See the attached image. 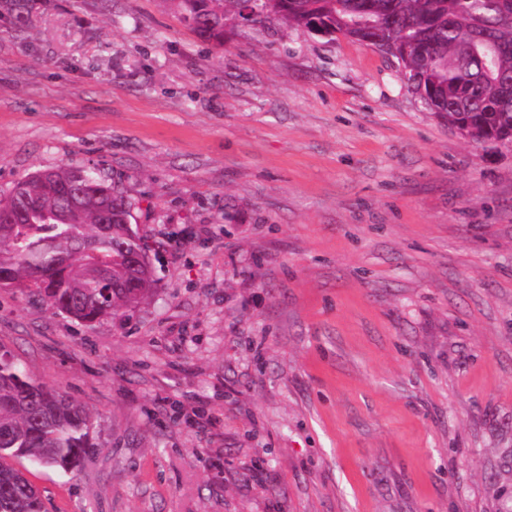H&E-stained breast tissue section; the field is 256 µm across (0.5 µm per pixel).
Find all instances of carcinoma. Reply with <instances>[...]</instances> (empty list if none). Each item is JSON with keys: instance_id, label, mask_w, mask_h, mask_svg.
<instances>
[{"instance_id": "carcinoma-1", "label": "carcinoma", "mask_w": 512, "mask_h": 512, "mask_svg": "<svg viewBox=\"0 0 512 512\" xmlns=\"http://www.w3.org/2000/svg\"><path fill=\"white\" fill-rule=\"evenodd\" d=\"M180 0L201 36L221 40L224 20H273L332 38L374 39L408 90L450 126L512 137V0ZM35 0H0L14 31L31 20ZM136 203L93 168L30 173L0 198V281L85 323L115 318L141 304L155 279L127 264L145 250ZM94 416L45 387L9 351L0 356V512H46L21 459L65 470L100 447Z\"/></svg>"}]
</instances>
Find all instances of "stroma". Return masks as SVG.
Returning a JSON list of instances; mask_svg holds the SVG:
<instances>
[{
    "label": "stroma",
    "mask_w": 512,
    "mask_h": 512,
    "mask_svg": "<svg viewBox=\"0 0 512 512\" xmlns=\"http://www.w3.org/2000/svg\"><path fill=\"white\" fill-rule=\"evenodd\" d=\"M91 167L150 298L95 325L0 288V345L96 417L48 512H499L512 500V148L344 37L173 0L0 18V193Z\"/></svg>",
    "instance_id": "obj_1"
}]
</instances>
